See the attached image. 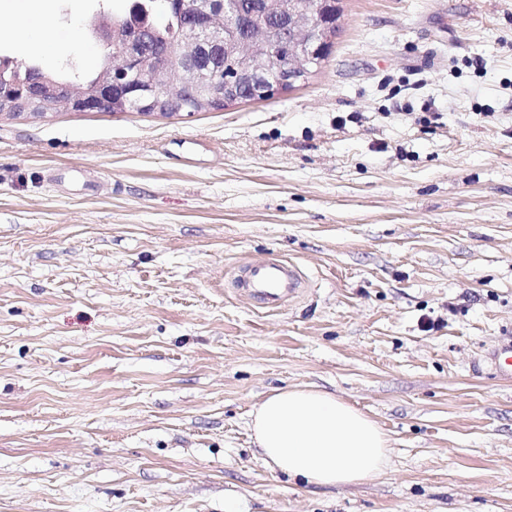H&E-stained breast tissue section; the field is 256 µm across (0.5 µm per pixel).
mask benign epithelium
Wrapping results in <instances>:
<instances>
[{"mask_svg": "<svg viewBox=\"0 0 512 512\" xmlns=\"http://www.w3.org/2000/svg\"><path fill=\"white\" fill-rule=\"evenodd\" d=\"M334 0H282L280 13L270 17L256 0L248 14L240 7L239 0H194L193 15L185 24L183 41L185 54L177 80H172L168 70L159 67L148 69L149 59L133 41L123 38L116 27H107L100 20L92 19L88 26L95 36L107 44L122 43L119 52L112 55L104 68L95 100L81 94H67V104L72 110L112 105L115 88L127 85L132 95L127 105L131 111L142 108L139 91H156L171 84L180 90L193 85H213L224 79V85L236 84L237 77L250 78V93L272 97L287 90V86L305 80L318 65V55L331 26L330 8ZM287 32L288 64L279 67L277 75H271L275 62L282 57L281 42L273 39V31ZM243 41L246 46L245 64L232 67L229 75L209 66H199L202 54H209L224 46V40ZM31 90L39 99L58 97L63 94L61 85L40 77L32 81Z\"/></svg>", "mask_w": 512, "mask_h": 512, "instance_id": "7a95c632", "label": "benign epithelium"}]
</instances>
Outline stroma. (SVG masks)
Returning a JSON list of instances; mask_svg holds the SVG:
<instances>
[{
  "instance_id": "1",
  "label": "stroma",
  "mask_w": 512,
  "mask_h": 512,
  "mask_svg": "<svg viewBox=\"0 0 512 512\" xmlns=\"http://www.w3.org/2000/svg\"><path fill=\"white\" fill-rule=\"evenodd\" d=\"M55 58L0 0V54ZM304 82L161 116L0 117V512H512V0H339ZM296 262L274 312L240 267ZM434 329H426V321ZM324 389L390 436L375 482L305 487L251 412ZM493 374L502 381H512V340L502 344L489 355Z\"/></svg>"
}]
</instances>
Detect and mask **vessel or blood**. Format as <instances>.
I'll list each match as a JSON object with an SVG mask.
<instances>
[{"instance_id": "1", "label": "vessel or blood", "mask_w": 512, "mask_h": 512, "mask_svg": "<svg viewBox=\"0 0 512 512\" xmlns=\"http://www.w3.org/2000/svg\"><path fill=\"white\" fill-rule=\"evenodd\" d=\"M237 288L263 308L277 311L299 298L305 279L297 265L280 258H269L246 265L234 279ZM494 375L512 381V341L489 355Z\"/></svg>"}]
</instances>
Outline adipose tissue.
<instances>
[{
    "instance_id": "1",
    "label": "adipose tissue",
    "mask_w": 512,
    "mask_h": 512,
    "mask_svg": "<svg viewBox=\"0 0 512 512\" xmlns=\"http://www.w3.org/2000/svg\"><path fill=\"white\" fill-rule=\"evenodd\" d=\"M248 426L267 465L309 486L372 482L390 466V439L378 424L317 387L273 392Z\"/></svg>"
}]
</instances>
